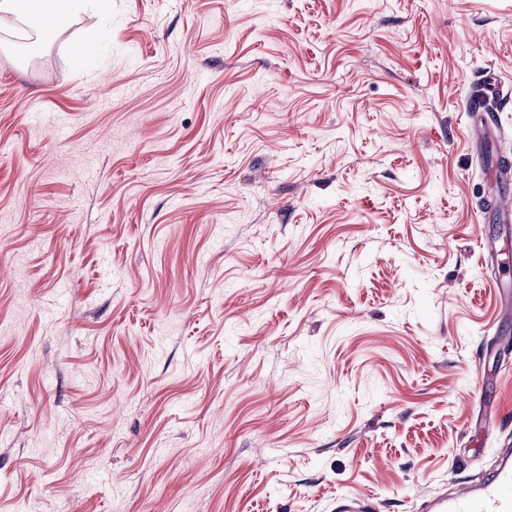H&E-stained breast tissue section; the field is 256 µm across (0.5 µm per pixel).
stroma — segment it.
<instances>
[{
	"instance_id": "stroma-1",
	"label": "stroma",
	"mask_w": 512,
	"mask_h": 512,
	"mask_svg": "<svg viewBox=\"0 0 512 512\" xmlns=\"http://www.w3.org/2000/svg\"><path fill=\"white\" fill-rule=\"evenodd\" d=\"M0 14V512H423L512 448V0Z\"/></svg>"
}]
</instances>
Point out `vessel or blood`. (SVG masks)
Instances as JSON below:
<instances>
[{
  "label": "vessel or blood",
  "mask_w": 512,
  "mask_h": 512,
  "mask_svg": "<svg viewBox=\"0 0 512 512\" xmlns=\"http://www.w3.org/2000/svg\"><path fill=\"white\" fill-rule=\"evenodd\" d=\"M425 512H512V466L502 465L483 485H459L453 498H434Z\"/></svg>",
  "instance_id": "1"
}]
</instances>
